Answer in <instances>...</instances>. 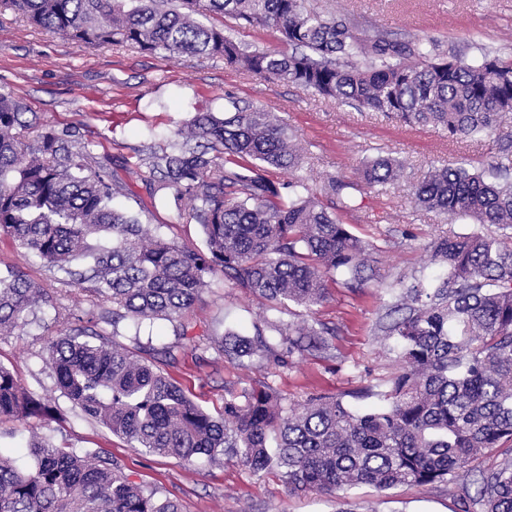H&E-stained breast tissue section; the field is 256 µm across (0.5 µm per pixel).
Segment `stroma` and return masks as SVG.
<instances>
[{
  "instance_id": "stroma-1",
  "label": "stroma",
  "mask_w": 512,
  "mask_h": 512,
  "mask_svg": "<svg viewBox=\"0 0 512 512\" xmlns=\"http://www.w3.org/2000/svg\"><path fill=\"white\" fill-rule=\"evenodd\" d=\"M311 9L339 12L357 30L436 42L449 54L475 62L488 53L512 55V0H308ZM0 94L27 107V119L56 129L79 128L94 143L99 160L126 184L115 205L147 210L152 233L181 244L201 245L203 232L173 196L157 199L131 169L140 150L164 146L199 112H220L225 97L272 112L287 124L305 155L311 187L337 176L357 185L361 209L341 220L366 243L375 259L373 276L356 288L344 276L330 283L326 301L311 316L333 329L328 357L292 355L286 338L273 342L285 362L258 359L226 363L211 346L232 331L253 336L266 316L264 303L223 279L209 281L195 304L176 322L125 326L129 347L168 348L176 357L169 376L213 416L224 400L245 389L268 386L284 407L308 396H341L360 408L377 407L399 370L394 341L379 329L397 283L435 282L443 266L431 258L433 242L448 232L468 233L466 220H450L417 208L412 192L428 169L466 163L475 168L512 169V144L496 136L449 140L436 127L404 126L372 112H361L305 94L283 82L250 75L223 59L144 52L133 46H93L53 35L14 10L0 11ZM379 155L405 166L395 184L368 187L359 169ZM19 267L42 283L55 305L31 316L28 325L0 336V366L7 368L35 399L46 417L25 424L0 421V453L18 468L29 465L32 433L56 448L112 458L145 493L171 499L181 512H481L479 476L462 472L445 484L399 485L385 491L362 486L346 494L292 493L279 471L253 472L235 461L156 457L130 447L95 419L75 408L58 389L45 363L48 326L66 311L90 309L86 297L62 283L37 256L0 236V268Z\"/></svg>"
}]
</instances>
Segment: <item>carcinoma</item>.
Here are the masks:
<instances>
[{"label":"carcinoma","instance_id":"1","mask_svg":"<svg viewBox=\"0 0 512 512\" xmlns=\"http://www.w3.org/2000/svg\"><path fill=\"white\" fill-rule=\"evenodd\" d=\"M45 31L87 45H133L219 57L224 63L305 92L376 112L412 127H440L452 139L496 131L512 113V60L485 55L468 63L433 41L388 33L360 35L346 18L310 10L305 0H0ZM240 26L273 27L291 47L271 52L238 41L224 27L198 22L201 11ZM25 106L0 94V234L64 274L92 298L112 334L79 325L73 312L53 337L47 362L61 392L133 448L190 460L230 457L254 471L277 469L289 491L331 494L371 485L448 482L459 470L480 476L482 512H512V460L492 471L479 461L512 440V181L493 168L433 169L414 187L431 212L494 225L437 241L447 269L437 283L401 289L384 336L396 340L402 370L383 394L387 404L355 411L342 398L311 397L286 410L273 389L224 400L215 418L152 360L129 348L120 323L177 320L208 280L224 281L282 311L306 310L328 294L331 275L360 284L366 246L336 211L359 209L355 185L335 176L311 191L288 127L272 113L228 97L224 115L199 112L187 131L144 159L153 194L187 201L204 246L151 235L142 214L117 210L122 179L97 161L73 128L41 125L34 139ZM292 173L286 183L270 169ZM402 163L378 156L361 169L368 185L394 182ZM330 198L324 203L322 197ZM53 305L41 283L0 270V335ZM288 336L289 350L324 354L330 329L318 321L266 320L254 336L213 341L224 360L271 358L266 333ZM41 404L0 366V418L27 420ZM33 466L0 454V512H180L124 477L112 460L80 456L35 435Z\"/></svg>","mask_w":512,"mask_h":512}]
</instances>
